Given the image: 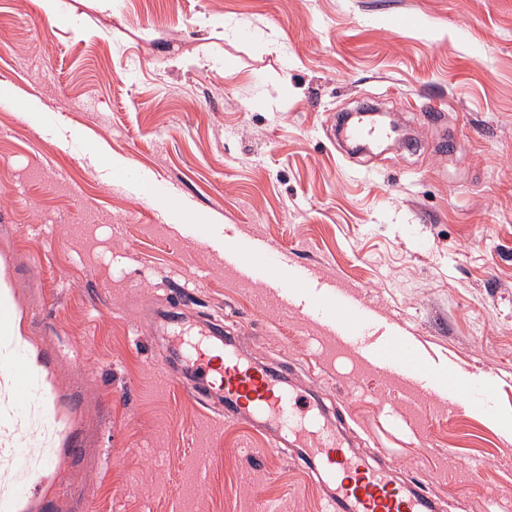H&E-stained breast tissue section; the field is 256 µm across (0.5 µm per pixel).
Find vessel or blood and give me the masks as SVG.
I'll return each mask as SVG.
<instances>
[{
	"label": "vessel or blood",
	"mask_w": 512,
	"mask_h": 512,
	"mask_svg": "<svg viewBox=\"0 0 512 512\" xmlns=\"http://www.w3.org/2000/svg\"><path fill=\"white\" fill-rule=\"evenodd\" d=\"M341 132L352 143L385 135L381 127L361 120L343 122ZM223 259L225 267L269 289L283 309L323 323L338 347L358 363L386 371L408 392L447 401L452 408L491 407L489 383L455 370H434L407 337L373 340V320L358 299L340 288L314 282L311 268L292 262L287 253L252 241L225 250ZM14 317L12 303L0 298V370L8 373L13 386V407L0 418V427L19 430L28 405L36 400L49 402L50 396L32 375L24 351L11 339L9 325ZM185 321L173 304L148 308L144 315L145 328L154 334L172 333ZM164 363L172 369L173 383L195 399L218 407L226 420L247 415L287 440L301 466L310 474H322L329 483L327 512H442L440 501L422 482L389 479L350 456L335 434L325 435L315 445L295 433L298 412L307 411L314 423L325 416L322 405L311 396L292 393L286 378L274 368L248 361L234 340L225 339L222 324L199 322L192 341L172 349Z\"/></svg>",
	"instance_id": "1"
}]
</instances>
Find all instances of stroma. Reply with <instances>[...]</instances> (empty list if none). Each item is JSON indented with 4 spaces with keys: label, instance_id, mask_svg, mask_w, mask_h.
Instances as JSON below:
<instances>
[{
    "label": "stroma",
    "instance_id": "35a3bbf8",
    "mask_svg": "<svg viewBox=\"0 0 512 512\" xmlns=\"http://www.w3.org/2000/svg\"><path fill=\"white\" fill-rule=\"evenodd\" d=\"M61 3L0 0L16 102L0 109V297L53 397L0 432L34 450L0 454V499L325 512L289 449L171 382L174 339L143 313L178 292L187 329L223 322L340 407L357 453L469 512H512V0ZM370 103L406 137L348 153L336 119ZM254 238L356 292L436 369L491 382L493 417L407 394L217 263Z\"/></svg>",
    "mask_w": 512,
    "mask_h": 512
}]
</instances>
